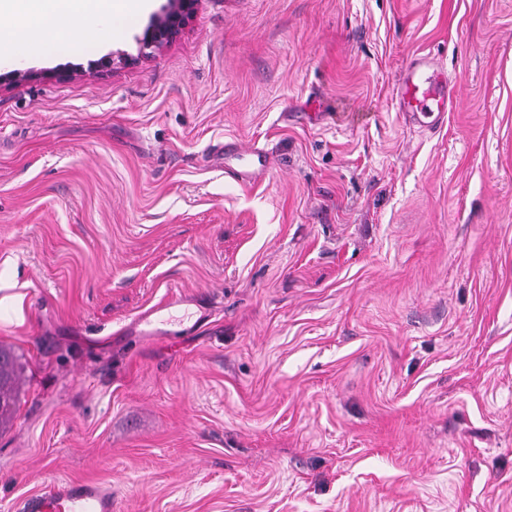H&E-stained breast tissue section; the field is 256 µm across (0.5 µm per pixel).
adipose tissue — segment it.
Returning a JSON list of instances; mask_svg holds the SVG:
<instances>
[{"mask_svg": "<svg viewBox=\"0 0 512 512\" xmlns=\"http://www.w3.org/2000/svg\"><path fill=\"white\" fill-rule=\"evenodd\" d=\"M149 0H0V51L28 55L51 42L82 36L86 17L119 29L148 8Z\"/></svg>", "mask_w": 512, "mask_h": 512, "instance_id": "1", "label": "adipose tissue"}]
</instances>
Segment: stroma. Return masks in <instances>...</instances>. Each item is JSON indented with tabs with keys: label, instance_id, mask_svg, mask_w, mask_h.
<instances>
[{
	"label": "stroma",
	"instance_id": "obj_1",
	"mask_svg": "<svg viewBox=\"0 0 512 512\" xmlns=\"http://www.w3.org/2000/svg\"><path fill=\"white\" fill-rule=\"evenodd\" d=\"M164 2L0 57V512H512V0H200L140 48ZM417 51L457 80L432 133ZM169 300L208 316L131 335ZM139 38L145 48L161 49L173 41L195 13L199 0H167ZM397 112L405 122L422 129H438L448 121L454 91L448 71L432 55L415 53L394 88ZM177 303V301H167L163 304H159L152 309L140 314L135 320L134 325L140 328V332L145 336H152L162 331L158 328H155V324L161 317V313L165 310H168L173 304ZM16 361L13 354L0 347V420L6 419L16 403L14 384ZM27 512H112V485L106 481L54 484L26 504Z\"/></svg>",
	"mask_w": 512,
	"mask_h": 512
}]
</instances>
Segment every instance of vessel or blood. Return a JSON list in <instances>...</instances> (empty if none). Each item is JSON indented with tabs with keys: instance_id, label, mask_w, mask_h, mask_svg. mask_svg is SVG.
<instances>
[{
	"instance_id": "1",
	"label": "vessel or blood",
	"mask_w": 512,
	"mask_h": 512,
	"mask_svg": "<svg viewBox=\"0 0 512 512\" xmlns=\"http://www.w3.org/2000/svg\"><path fill=\"white\" fill-rule=\"evenodd\" d=\"M396 109L405 122L438 129L448 121L454 91L447 70L432 55L413 54L394 89ZM27 512H112V486L106 481L55 484L26 505Z\"/></svg>"
}]
</instances>
